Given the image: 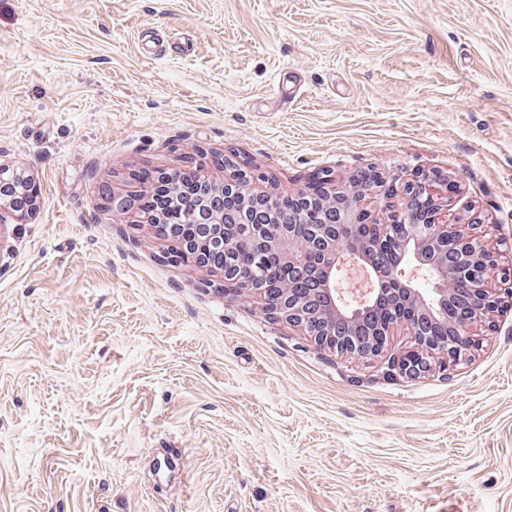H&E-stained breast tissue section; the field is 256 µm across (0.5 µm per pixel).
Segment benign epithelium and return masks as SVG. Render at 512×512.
<instances>
[{
    "mask_svg": "<svg viewBox=\"0 0 512 512\" xmlns=\"http://www.w3.org/2000/svg\"><path fill=\"white\" fill-rule=\"evenodd\" d=\"M209 186L235 200L242 213L249 211L251 203L259 200L268 204L270 212H277L276 200L280 194L247 183L240 173L232 172L210 182ZM367 191L366 187L351 194L325 190L320 203L339 204L338 223L319 224L305 238L294 237L289 224L258 225L266 249L275 253L286 269L297 273L306 267L311 256L318 258L316 291L325 302L328 315H320L313 307L312 299L299 293L290 280L282 282L281 288L277 289L279 305H268L265 310L302 330L319 348L358 358L377 356L385 347L389 324L375 325L373 331L365 335L357 330L338 334L330 319L344 322L357 318L374 299L383 296L385 280L390 279L400 285L401 300L416 310V321H408L406 325L417 343L415 351L392 361L391 366L404 375L416 376L437 363L456 365L467 360L474 351V339L470 336L472 326L487 322L498 311L504 297L512 298L511 288L505 289L502 296L491 287L499 271L504 269L499 253L487 248L470 232V223L439 222L438 212L448 206V197L422 182L406 185L399 208L389 211L386 223L373 222L377 228L373 243L345 246L339 243L340 228L370 218L361 204ZM424 204L429 205L427 223L411 225L410 234L398 241L401 266L388 272L378 269L374 263V244L394 238L402 227L401 221ZM224 222V213H210L201 236L179 242V254L189 255L204 266L209 252L234 248L235 241L224 235ZM220 273L224 276L226 291L237 294L266 292L257 270L243 275L222 268ZM452 278L468 281L475 304L468 313L452 322L448 335L430 336L424 332V324L448 322L446 284Z\"/></svg>",
    "mask_w": 512,
    "mask_h": 512,
    "instance_id": "obj_1",
    "label": "benign epithelium"
}]
</instances>
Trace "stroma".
Here are the masks:
<instances>
[{
	"label": "stroma",
	"instance_id": "35a3bbf8",
	"mask_svg": "<svg viewBox=\"0 0 512 512\" xmlns=\"http://www.w3.org/2000/svg\"><path fill=\"white\" fill-rule=\"evenodd\" d=\"M0 166V512H512V308L406 377V327L319 349L112 210L436 174L512 265V0H0ZM235 172L236 171L230 172L229 176L224 174L223 179L217 180L218 183H216L215 179H213L212 182L204 179L202 182L209 184L210 187L220 189L221 195H229L230 198L235 200L238 203L241 216L251 210V208H249L251 203L259 200L268 204L270 212L278 213L276 200L279 199L282 194L273 193L267 190L266 187L252 186V183H247V181L243 179L242 173Z\"/></svg>",
	"mask_w": 512,
	"mask_h": 512
}]
</instances>
